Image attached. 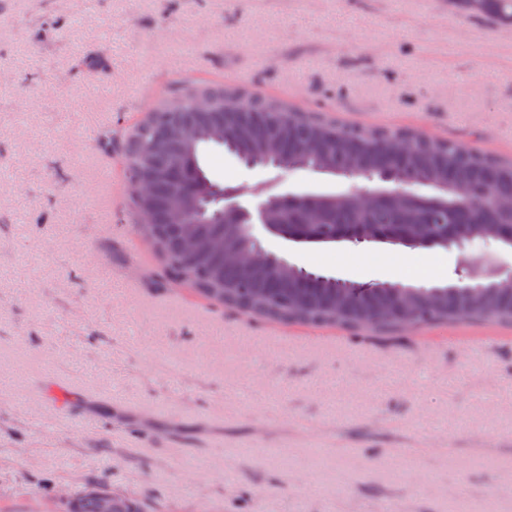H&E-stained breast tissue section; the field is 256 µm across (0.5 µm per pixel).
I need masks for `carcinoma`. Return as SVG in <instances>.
Returning <instances> with one entry per match:
<instances>
[{
  "mask_svg": "<svg viewBox=\"0 0 512 512\" xmlns=\"http://www.w3.org/2000/svg\"><path fill=\"white\" fill-rule=\"evenodd\" d=\"M459 10L512 24V0H451ZM210 99L199 112L196 97ZM241 89L227 90L184 82L152 108L127 133L122 153L131 173L151 181V196L137 203L147 214L143 230L160 256L168 278L190 284L201 295L228 307L279 321L338 323L350 328L397 329L407 320L421 324L495 317L512 321V275L486 284L413 287L383 283L359 285L324 276L266 254L248 232V212L224 210V187L211 181L200 163L208 144L224 147L248 165L311 169L345 177L428 184L442 195L384 193L372 207L360 203L358 190L300 194L269 199L264 207L277 233L301 242L362 243L365 227L378 231L375 242L410 247L463 248L493 238L512 246V208H488L492 192L512 198V160L462 149L451 142L421 138L408 131L340 127L323 115L309 114ZM175 124L193 128L191 139L167 136ZM189 211L188 224L175 221ZM214 240L224 251L208 248L187 256L183 242ZM109 491L93 487L66 503L67 512H100Z\"/></svg>",
  "mask_w": 512,
  "mask_h": 512,
  "instance_id": "carcinoma-1",
  "label": "carcinoma"
}]
</instances>
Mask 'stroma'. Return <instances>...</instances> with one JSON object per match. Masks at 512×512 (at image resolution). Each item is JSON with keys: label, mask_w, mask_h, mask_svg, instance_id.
Here are the masks:
<instances>
[{"label": "stroma", "mask_w": 512, "mask_h": 512, "mask_svg": "<svg viewBox=\"0 0 512 512\" xmlns=\"http://www.w3.org/2000/svg\"><path fill=\"white\" fill-rule=\"evenodd\" d=\"M244 86L512 158V26L449 0H0V512L103 486L146 512H512V324L392 333L243 314L170 281L91 130ZM266 251L358 285L466 284L512 246L311 243L257 213L393 181L202 154Z\"/></svg>", "instance_id": "obj_1"}]
</instances>
